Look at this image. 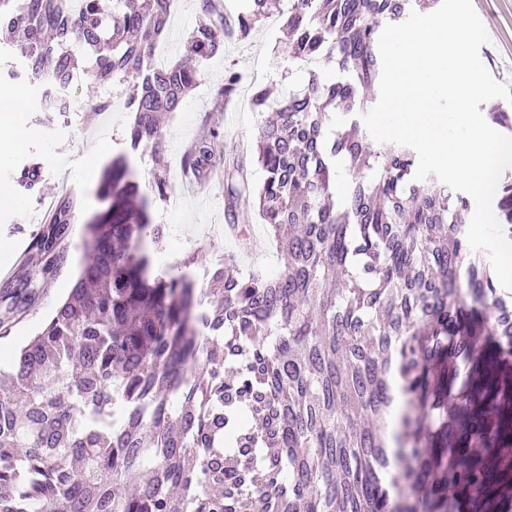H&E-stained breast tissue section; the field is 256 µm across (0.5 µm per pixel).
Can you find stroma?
I'll use <instances>...</instances> for the list:
<instances>
[{
    "label": "stroma",
    "mask_w": 512,
    "mask_h": 512,
    "mask_svg": "<svg viewBox=\"0 0 512 512\" xmlns=\"http://www.w3.org/2000/svg\"><path fill=\"white\" fill-rule=\"evenodd\" d=\"M473 5L489 36L488 43L480 49V58L497 81L512 84V0H473ZM198 20L196 0H176L167 32L157 44L167 61L184 59L186 39ZM282 23L280 15H272L247 37L226 43L223 54L201 62L199 83L166 123L164 177L169 185L168 199L178 200L179 206L168 209V199L152 202L154 223L166 225L168 230L155 254L158 264L168 265L193 253L212 263L230 253L243 270L281 266L276 247L256 213L240 215L243 238L227 234L223 174H211L196 184L185 176L181 160L185 151L208 131L206 117L215 108L225 70L234 69L241 77L233 104L221 115L223 148L231 158L243 146L255 143L263 115L253 103L254 92L265 87L277 98L289 87L307 80V73L286 53ZM97 93L112 97L111 110L73 112L72 123L66 128L61 127L57 113L37 111L34 100H27L25 123L29 132L10 156L0 161V186L7 187L15 200L14 206H0V242L11 245L9 251H0L1 368H8L20 345L67 297L82 257L85 224L102 207L97 188L112 158L127 155L142 182L154 179L151 150L133 152L126 143L132 114L121 86L101 87ZM32 163L40 167V180L34 189L27 190L19 186L17 178ZM67 193L73 194L77 206L68 233L58 247L59 258L54 267L34 275L31 301L14 307L11 294L19 286L25 257L48 222L53 204Z\"/></svg>",
    "instance_id": "obj_1"
}]
</instances>
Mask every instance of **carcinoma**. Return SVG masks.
<instances>
[{"mask_svg": "<svg viewBox=\"0 0 512 512\" xmlns=\"http://www.w3.org/2000/svg\"><path fill=\"white\" fill-rule=\"evenodd\" d=\"M248 2L231 16L198 0L187 52L246 37L270 6ZM417 2L289 0L292 60L336 75L312 70L283 101L254 94L273 113L255 142L262 184L225 166L215 130L183 156L197 180L224 169L225 220L255 209L277 272L227 255L200 284L194 254L160 267L150 205L168 184L144 185L124 156L104 169L73 288L0 372V512H512V290L468 245V195L414 179L410 147L361 128L380 29ZM168 21V0H0L10 77L65 93L78 48L94 85L128 84L127 142L159 165L162 116L199 78L152 68ZM237 83L226 71L218 104ZM333 111L349 129L326 132ZM75 208L58 202L27 264L49 269ZM494 214L512 240V170Z\"/></svg>", "mask_w": 512, "mask_h": 512, "instance_id": "carcinoma-1", "label": "carcinoma"}]
</instances>
